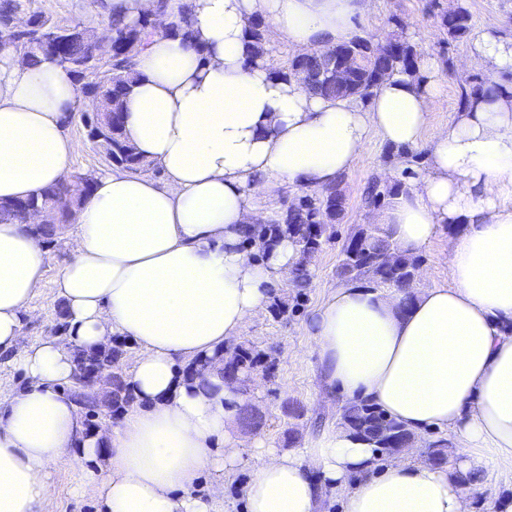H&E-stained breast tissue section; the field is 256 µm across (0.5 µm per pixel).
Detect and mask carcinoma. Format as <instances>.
I'll use <instances>...</instances> for the list:
<instances>
[{
	"mask_svg": "<svg viewBox=\"0 0 512 512\" xmlns=\"http://www.w3.org/2000/svg\"><path fill=\"white\" fill-rule=\"evenodd\" d=\"M20 8L19 0H0V43L12 46L20 44L23 33L8 27V21ZM30 32L41 37H61L65 46L62 51L52 53L33 49L27 54V64L38 66L43 62L57 63L66 67L75 77L84 96L96 101L91 112L81 113L83 125L98 131L93 143L105 161L131 174H142L154 169V165L140 155L130 141L123 121L124 103L140 79L136 70V57L146 49L157 28L152 20L140 16L134 20L113 19L109 22L112 38V71L93 82L84 74L89 60L88 49L80 33L68 34L64 28L42 12L30 13ZM472 15L464 3L457 4L450 12L441 14V25L448 36L462 39L471 32ZM166 33L178 37L198 55L206 48L198 39L193 26L192 0H184L178 16L174 18ZM273 32L261 17L248 20L245 29V56L247 61L257 65L264 56L272 52ZM391 51L382 54L377 51L375 41L354 36L336 45L330 54H312L305 59L296 56L275 71L276 76L288 83L297 81L309 93L327 99L365 101L379 88L384 80L394 75L414 76L424 79L420 73L419 52L412 42L395 38L389 41ZM338 56L352 57L349 79L336 82L333 75V61ZM489 79L468 78L460 86L458 109L468 107L474 100L491 92L487 87ZM395 156L405 159L406 167L401 178L390 183L381 177L372 178L363 193L367 206H383L404 192L407 180L417 175L423 152L402 147L390 149ZM342 181L321 189H300L299 196L292 199L268 224H256L243 229V245L250 246L263 241L272 246L283 238L292 240L298 247V258L292 268L291 287L296 295L288 301L277 295L272 296L271 307L275 314L286 316L296 312L303 302L304 290L311 284V262L322 251L324 245L336 238V225L341 223L345 211V199L341 189ZM93 185L59 182L41 189L24 198L28 206L54 209L57 204L70 198L84 205L89 200ZM0 223L25 224L27 210L17 206V200H0ZM422 264L421 256L411 250H404L392 239L387 229L360 227L342 249V258L336 269L342 281L366 280L377 287H390L405 291L403 306L412 303L407 289L413 287L414 278ZM238 369L241 373L263 369L270 372L273 360L268 359L251 347L241 344L237 349ZM76 366L88 368L96 364L122 366V351L113 347L107 350L74 353ZM133 396L128 390L125 373H120L112 382V390L105 403L93 400L87 403L85 415L89 418L101 412L102 406L121 409L131 403ZM343 423L355 433L374 444L378 456H392L401 448H409L412 435L403 425L388 416L384 410L366 400H354L343 407ZM426 460L435 465L448 463L447 444L437 440L426 451Z\"/></svg>",
	"mask_w": 512,
	"mask_h": 512,
	"instance_id": "1",
	"label": "carcinoma"
}]
</instances>
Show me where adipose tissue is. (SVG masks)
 Listing matches in <instances>:
<instances>
[{"label": "adipose tissue", "instance_id": "adipose-tissue-1", "mask_svg": "<svg viewBox=\"0 0 512 512\" xmlns=\"http://www.w3.org/2000/svg\"><path fill=\"white\" fill-rule=\"evenodd\" d=\"M197 55L155 34L125 105L126 132L162 179L97 174L73 234L77 248L56 295L66 332L23 347L30 301L44 276L45 238L0 224V358L19 386L0 390V512H48L65 467L102 512H224V479L247 467V512H472V495L512 475V37L485 31L472 53L501 91L481 98L429 143L426 172L372 214L405 249L458 228L447 283L416 288L399 310L392 288L335 287L308 332L324 392L365 399L418 439L448 436L456 461L408 456L379 465L374 447L327 426L279 452L244 436L245 401L224 379L221 351L262 310L297 247L281 240L248 259L240 231L269 222L256 196L285 180L318 189L348 173L371 136L419 144L438 96L425 83L385 80L365 102L329 101L276 80L277 62L246 65L248 18L268 21L301 52L348 41L374 0H193ZM66 67L30 66L0 47V199L63 180L79 143L66 116L89 108ZM127 337L134 400L121 419L87 432L74 391L75 349ZM209 359L205 382L189 381Z\"/></svg>", "mask_w": 512, "mask_h": 512}]
</instances>
